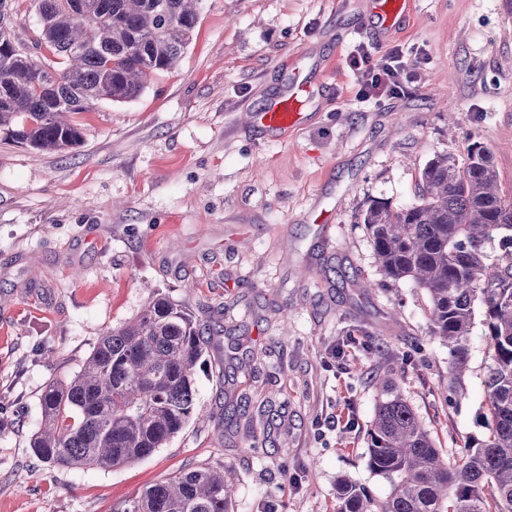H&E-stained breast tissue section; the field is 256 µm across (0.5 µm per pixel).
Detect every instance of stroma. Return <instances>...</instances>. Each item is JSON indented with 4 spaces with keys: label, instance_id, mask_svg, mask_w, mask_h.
Instances as JSON below:
<instances>
[{
    "label": "stroma",
    "instance_id": "stroma-1",
    "mask_svg": "<svg viewBox=\"0 0 512 512\" xmlns=\"http://www.w3.org/2000/svg\"><path fill=\"white\" fill-rule=\"evenodd\" d=\"M368 0H201L176 69L135 101L97 102L63 153L0 143V512H112L196 467L238 475L228 512H336L346 476L379 500L367 431L390 378L446 462L480 434L487 341L469 338L460 392L429 336L428 300L383 283L362 215L419 200L437 154L468 141L512 187V0H414L376 35ZM401 46L396 95L362 99L347 57ZM317 87L282 140L251 110ZM209 333L190 420L163 448L110 469L41 463V396L156 293Z\"/></svg>",
    "mask_w": 512,
    "mask_h": 512
}]
</instances>
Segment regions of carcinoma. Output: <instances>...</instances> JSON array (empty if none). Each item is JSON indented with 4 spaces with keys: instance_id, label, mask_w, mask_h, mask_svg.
Returning a JSON list of instances; mask_svg holds the SVG:
<instances>
[{
    "instance_id": "obj_1",
    "label": "carcinoma",
    "mask_w": 512,
    "mask_h": 512,
    "mask_svg": "<svg viewBox=\"0 0 512 512\" xmlns=\"http://www.w3.org/2000/svg\"><path fill=\"white\" fill-rule=\"evenodd\" d=\"M36 48L16 54L13 16L0 0V132L43 152L83 142L71 120L109 99L140 97L174 69L197 26L198 0H34ZM420 202L399 210L374 202L363 214L381 275L412 282L430 302L428 332L448 345L450 380L461 383L476 325L489 346L487 432L471 436L446 464L430 430L401 391L384 396L368 430V465L393 486L383 502L347 478L336 512H512V189L492 152L466 146L462 165L436 155L421 173ZM206 350L190 310L159 293L105 332L72 378L49 381L31 448L51 467L109 469L151 455L196 415L194 374ZM232 481L213 468L181 472L123 501L113 512H227Z\"/></svg>"
}]
</instances>
